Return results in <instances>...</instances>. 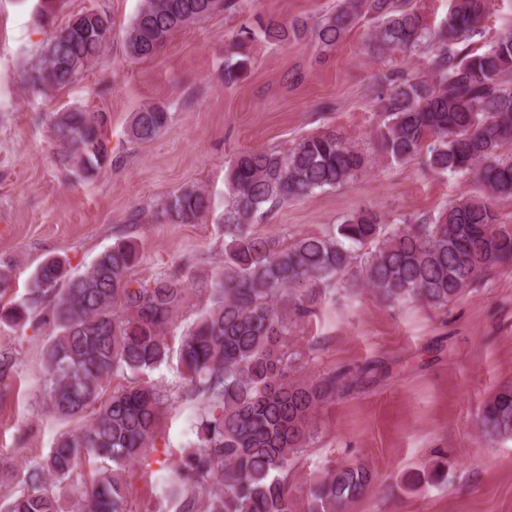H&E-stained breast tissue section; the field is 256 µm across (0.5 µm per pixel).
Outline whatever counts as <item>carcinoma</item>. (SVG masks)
<instances>
[{"instance_id": "obj_1", "label": "carcinoma", "mask_w": 512, "mask_h": 512, "mask_svg": "<svg viewBox=\"0 0 512 512\" xmlns=\"http://www.w3.org/2000/svg\"><path fill=\"white\" fill-rule=\"evenodd\" d=\"M240 0H140L122 30L124 55L154 57L178 31ZM64 0H39L44 39L26 62L22 82L51 95L86 76L106 58L114 39L109 11L93 6L58 25ZM489 0H451L447 17L430 27L403 0H338L314 27L317 50L332 52L363 19L375 22L369 49L421 55L429 75L393 70L383 76L385 101L376 129L382 155L429 170L471 178L480 194L462 196L434 212L388 225L360 211L333 233L289 243L255 232L252 221L274 208L340 188L364 171L367 156L340 133L321 130L285 150L236 156L227 170L223 211L224 260L203 291L207 304L174 335L190 299L191 268L160 273L143 284L132 277L141 261L128 236L114 238L84 270L72 272L57 256L33 270L25 293L0 305V324L37 323L51 331L42 350L41 401L76 427L60 434L48 453L29 462L22 485L0 500V512H131V478L155 450L164 408L175 400L198 404L190 426L195 439L171 461L168 496L174 512H347L371 487L360 464L330 467L303 502L288 477L306 447L318 409L358 384L343 375L288 378L293 326L344 290L368 289L389 304L416 301L446 307L480 279L512 267V224H502L495 202L512 198V30L475 46ZM263 37L286 46L303 38V20L259 22ZM254 29L237 33L224 60V85L248 65ZM174 113L165 103L133 113L128 136L150 142L166 132ZM110 113L87 106L55 112L51 133L77 177H92L114 159L108 150ZM211 193L182 187L158 204L164 224H197L215 208ZM176 362L174 389L142 380ZM18 360L0 350V403L8 397ZM127 385L107 393L112 381ZM482 435L512 437V386L482 407ZM93 462L90 483L78 469Z\"/></svg>"}]
</instances>
